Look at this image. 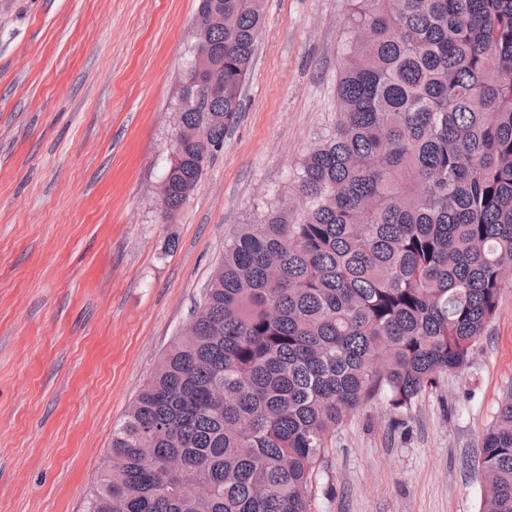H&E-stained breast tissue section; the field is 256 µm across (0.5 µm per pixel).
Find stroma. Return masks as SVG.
Listing matches in <instances>:
<instances>
[{
  "label": "stroma",
  "mask_w": 512,
  "mask_h": 512,
  "mask_svg": "<svg viewBox=\"0 0 512 512\" xmlns=\"http://www.w3.org/2000/svg\"><path fill=\"white\" fill-rule=\"evenodd\" d=\"M197 0H0V512H84L224 242L283 204L336 119L350 0H264L224 150L157 214ZM512 393V288L461 373L336 432L314 512H479Z\"/></svg>",
  "instance_id": "obj_1"
}]
</instances>
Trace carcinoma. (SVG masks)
Masks as SVG:
<instances>
[{
  "mask_svg": "<svg viewBox=\"0 0 512 512\" xmlns=\"http://www.w3.org/2000/svg\"><path fill=\"white\" fill-rule=\"evenodd\" d=\"M264 0H198L224 96L177 83V217L224 150ZM336 122L304 199L224 247L201 305L112 431L85 512H313L336 429L471 364L512 284V0H355ZM479 512H512V396L483 438Z\"/></svg>",
  "mask_w": 512,
  "mask_h": 512,
  "instance_id": "1",
  "label": "carcinoma"
}]
</instances>
